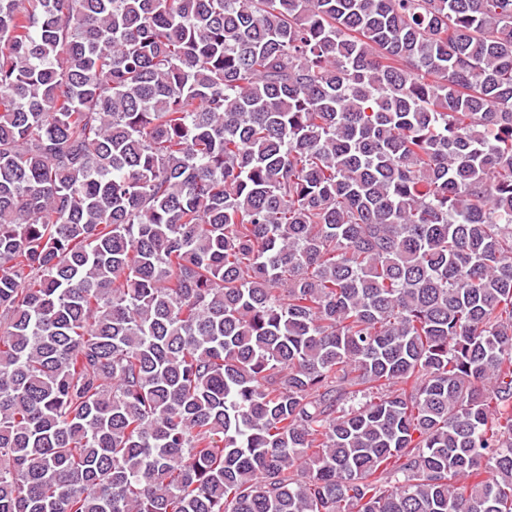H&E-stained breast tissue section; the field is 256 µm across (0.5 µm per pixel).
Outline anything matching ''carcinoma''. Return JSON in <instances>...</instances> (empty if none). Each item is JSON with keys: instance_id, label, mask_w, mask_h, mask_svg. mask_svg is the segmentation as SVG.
Returning a JSON list of instances; mask_svg holds the SVG:
<instances>
[{"instance_id": "cac0c4a2", "label": "carcinoma", "mask_w": 512, "mask_h": 512, "mask_svg": "<svg viewBox=\"0 0 512 512\" xmlns=\"http://www.w3.org/2000/svg\"><path fill=\"white\" fill-rule=\"evenodd\" d=\"M0 512H512V0H0Z\"/></svg>"}]
</instances>
